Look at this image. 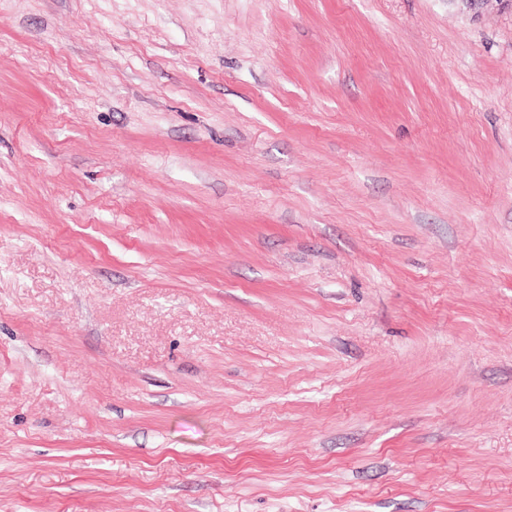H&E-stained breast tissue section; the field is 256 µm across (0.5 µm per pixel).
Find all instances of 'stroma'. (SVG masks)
Segmentation results:
<instances>
[{"label":"stroma","mask_w":512,"mask_h":512,"mask_svg":"<svg viewBox=\"0 0 512 512\" xmlns=\"http://www.w3.org/2000/svg\"><path fill=\"white\" fill-rule=\"evenodd\" d=\"M0 512H512V10L0 0Z\"/></svg>","instance_id":"stroma-1"}]
</instances>
